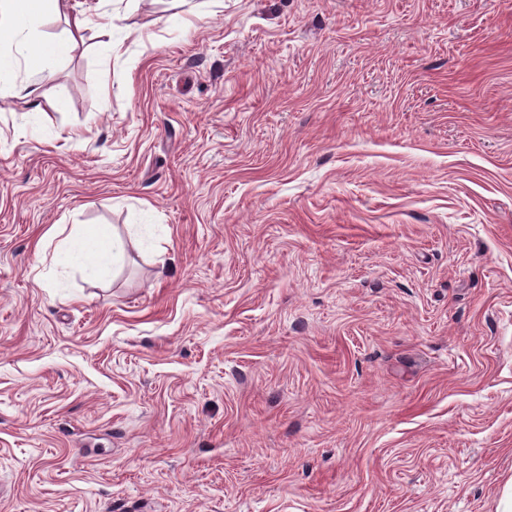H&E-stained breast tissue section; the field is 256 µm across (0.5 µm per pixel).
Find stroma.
<instances>
[{"instance_id": "stroma-1", "label": "stroma", "mask_w": 512, "mask_h": 512, "mask_svg": "<svg viewBox=\"0 0 512 512\" xmlns=\"http://www.w3.org/2000/svg\"><path fill=\"white\" fill-rule=\"evenodd\" d=\"M192 3L68 0L0 96V512H496L512 0ZM66 231L67 224H63L55 235L46 234L38 242L39 247L51 246L57 239L51 288L59 291L72 288L76 271L87 279H98L114 269L123 253V243L113 232L92 230L85 224H71L67 234Z\"/></svg>"}]
</instances>
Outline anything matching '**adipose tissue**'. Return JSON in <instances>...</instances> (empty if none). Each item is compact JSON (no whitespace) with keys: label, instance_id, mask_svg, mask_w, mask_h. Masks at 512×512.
Here are the masks:
<instances>
[{"label":"adipose tissue","instance_id":"obj_1","mask_svg":"<svg viewBox=\"0 0 512 512\" xmlns=\"http://www.w3.org/2000/svg\"><path fill=\"white\" fill-rule=\"evenodd\" d=\"M66 8L67 0H0V84L11 85L15 96L28 95L27 85L14 79L17 56L30 55L41 70L49 71L65 52V44L42 42L31 30L45 12L61 15ZM40 243L53 249L51 285L60 291L71 288L77 272L88 279L100 278L123 252L119 237L83 224L71 225L67 234L58 237L44 235Z\"/></svg>","mask_w":512,"mask_h":512}]
</instances>
